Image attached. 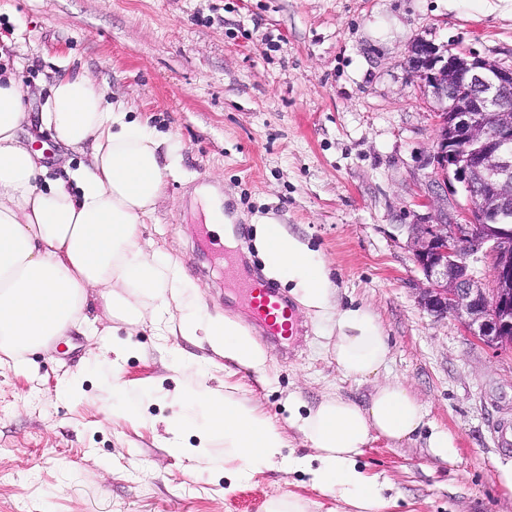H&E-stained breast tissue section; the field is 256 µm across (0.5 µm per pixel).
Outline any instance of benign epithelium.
Instances as JSON below:
<instances>
[{"mask_svg":"<svg viewBox=\"0 0 512 512\" xmlns=\"http://www.w3.org/2000/svg\"><path fill=\"white\" fill-rule=\"evenodd\" d=\"M406 66L440 106L434 176L467 188L478 180L494 215H512V110L502 104L512 91V67L474 52L460 57L422 39L411 43ZM436 211L434 223L409 226L426 280L420 304L437 317H465L464 331L477 342L512 348V236L493 235L488 210L479 205L461 210V223L448 220L444 207ZM479 258L491 261L488 284L470 273L469 262Z\"/></svg>","mask_w":512,"mask_h":512,"instance_id":"1","label":"benign epithelium"}]
</instances>
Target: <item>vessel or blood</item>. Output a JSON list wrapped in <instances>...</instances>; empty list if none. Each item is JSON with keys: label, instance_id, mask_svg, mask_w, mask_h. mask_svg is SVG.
Instances as JSON below:
<instances>
[{"label": "vessel or blood", "instance_id": "b4317fda", "mask_svg": "<svg viewBox=\"0 0 512 512\" xmlns=\"http://www.w3.org/2000/svg\"><path fill=\"white\" fill-rule=\"evenodd\" d=\"M235 291L249 310L260 333L274 341H293L299 334L296 309L268 281L246 277L237 281Z\"/></svg>", "mask_w": 512, "mask_h": 512}]
</instances>
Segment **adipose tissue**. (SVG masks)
I'll return each instance as SVG.
<instances>
[{"instance_id":"1","label":"adipose tissue","mask_w":512,"mask_h":512,"mask_svg":"<svg viewBox=\"0 0 512 512\" xmlns=\"http://www.w3.org/2000/svg\"><path fill=\"white\" fill-rule=\"evenodd\" d=\"M128 104L107 102L86 75L55 80L39 112H28L11 70L0 71V362L48 346L86 322L90 299L110 317L140 323L146 309L167 314L180 335L206 336L213 348L245 370L262 369L267 353L230 318L204 311L199 288L186 281L170 255L146 251L141 224L151 220L164 174L179 160L175 144H162ZM52 133L88 163L50 180L34 144ZM264 258L271 276L297 283L298 300L315 316H336L330 353L345 375L364 379L388 361L389 344L375 318L361 308L331 311L329 271L307 245L279 224L266 223ZM184 410L170 423L167 449L184 456V431L195 409L208 412L198 456L223 446L225 460L256 466L279 456L283 432L232 390L188 388ZM288 424L318 451L316 463L289 456L288 466L336 495L351 512H375L384 485L358 459L371 436L411 439L424 425V409L401 382L377 386L368 403L325 398L305 410L288 399Z\"/></svg>"}]
</instances>
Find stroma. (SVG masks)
Returning a JSON list of instances; mask_svg holds the SVG:
<instances>
[{
    "label": "stroma",
    "mask_w": 512,
    "mask_h": 512,
    "mask_svg": "<svg viewBox=\"0 0 512 512\" xmlns=\"http://www.w3.org/2000/svg\"><path fill=\"white\" fill-rule=\"evenodd\" d=\"M418 38L512 67V0H0V54L32 111L55 79L87 74L178 143L140 241L172 255L208 313L258 337L231 283L263 269L257 225L272 219L326 262L334 302L369 311L390 347L378 374L346 376L327 349L333 321L301 307L302 336L265 344V368L242 370L204 338L90 304L88 326L0 367V512H268L291 497L346 512L279 457L250 470L170 455L192 373L236 386L281 427L289 395L364 404L403 382L455 452L443 462L422 435L370 438L360 463L391 486L377 512H512L496 481L512 462V350L419 302L409 227L430 222L433 201L453 218L469 202L456 181L432 182L437 105L406 67ZM209 197L233 221L228 264L201 230ZM116 380L132 391L117 415Z\"/></svg>",
    "instance_id": "35a3bbf8"
}]
</instances>
